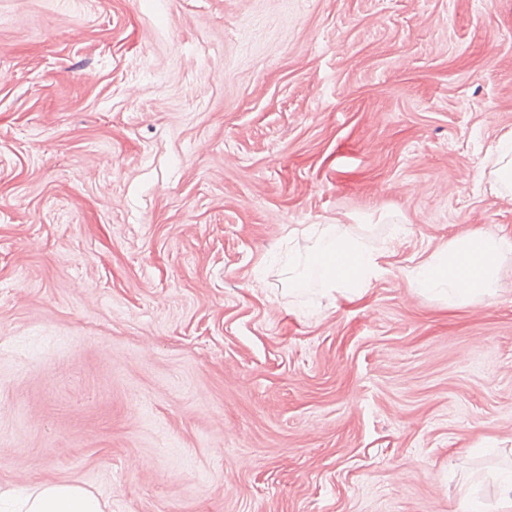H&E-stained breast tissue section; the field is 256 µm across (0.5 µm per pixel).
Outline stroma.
I'll list each match as a JSON object with an SVG mask.
<instances>
[{
  "label": "stroma",
  "mask_w": 512,
  "mask_h": 512,
  "mask_svg": "<svg viewBox=\"0 0 512 512\" xmlns=\"http://www.w3.org/2000/svg\"><path fill=\"white\" fill-rule=\"evenodd\" d=\"M512 0H0V493L108 512H501ZM381 268L347 300L289 255ZM496 167L489 171L491 187L512 192V135L504 136L497 144ZM330 231V227L320 229V236L328 237L329 241L308 256L307 268L320 271L325 288H342L348 299L361 298L381 269L358 239L332 238ZM337 257L342 261L336 262ZM511 251V239L471 232L422 260L410 287L448 304L482 302L499 287L502 260ZM19 512H105L106 504L86 489L69 484H48L21 498Z\"/></svg>",
  "instance_id": "35a3bbf8"
}]
</instances>
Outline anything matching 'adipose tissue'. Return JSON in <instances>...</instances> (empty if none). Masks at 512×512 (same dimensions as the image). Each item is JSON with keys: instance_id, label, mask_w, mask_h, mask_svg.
I'll return each mask as SVG.
<instances>
[{"instance_id": "adipose-tissue-1", "label": "adipose tissue", "mask_w": 512, "mask_h": 512, "mask_svg": "<svg viewBox=\"0 0 512 512\" xmlns=\"http://www.w3.org/2000/svg\"><path fill=\"white\" fill-rule=\"evenodd\" d=\"M327 244L312 252L308 269L320 271L323 285L340 288L349 298L362 297L380 268L372 253L356 238L330 235ZM512 252V240L478 232L456 238L416 267L410 285L451 304H474L492 296L500 283L502 260ZM18 512H105V505L86 489L48 484L21 498Z\"/></svg>"}]
</instances>
